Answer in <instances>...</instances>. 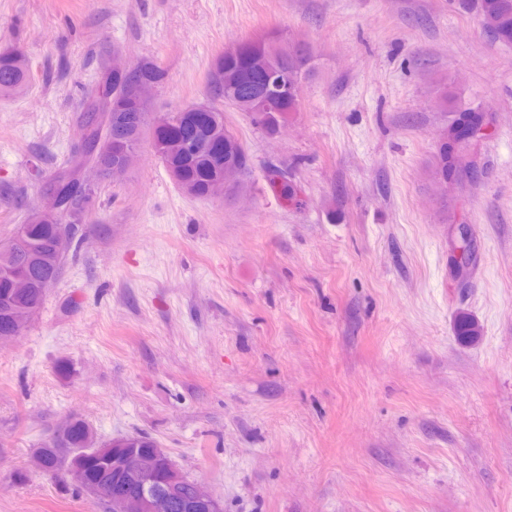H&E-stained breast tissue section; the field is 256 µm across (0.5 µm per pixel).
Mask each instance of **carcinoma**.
Segmentation results:
<instances>
[{
  "instance_id": "1",
  "label": "carcinoma",
  "mask_w": 512,
  "mask_h": 512,
  "mask_svg": "<svg viewBox=\"0 0 512 512\" xmlns=\"http://www.w3.org/2000/svg\"><path fill=\"white\" fill-rule=\"evenodd\" d=\"M460 11L474 15L491 37L503 44H512V0H456ZM311 49L300 43H285L271 33L257 37L227 49L212 67L209 88V111L200 116L202 145L192 150L170 149L158 158L167 174L185 195L204 199L211 181L219 173L214 146L204 142L214 135L222 140L224 165L234 166L239 172L248 170V154L233 132L224 126V106L229 105L248 113L253 121L268 133L276 132L280 122L301 110L302 84L312 76ZM260 68L271 69L288 75V82L297 88L288 98L273 97L260 104L251 74ZM145 78L159 86L165 79V71L153 61L133 65L129 75H112V95L120 96L136 79ZM31 82V64L25 54L17 49L0 51V97L17 95L26 90ZM107 88H102L82 115V124L91 130V136L101 141L98 157H92L93 145L75 156L69 166L60 171L51 182V190L67 202L84 198L88 190L80 178V171L90 161L110 169L109 180H121L132 167L134 160L112 155V141H127L139 149L144 135L152 132L156 141L173 142L183 131L181 114L189 111L184 107L167 112L161 122L150 125L140 112H126L121 124L107 121ZM456 118L449 131L441 138L437 157V172L443 179L448 173L465 168L462 153L475 148L487 135L491 118L484 110L455 106ZM269 186L287 203H298V189L288 181L286 172L271 166L265 172ZM80 217L68 208L57 214L43 217L23 225L27 246L13 249L10 243L0 244V326L14 313L31 321L39 313L46 297L44 285L58 280L64 255L59 250L62 231L76 235ZM23 273L31 287L23 290L12 287L17 273ZM456 334L463 340H473L479 335L477 324L468 316L460 315L456 321ZM93 430L87 422L71 418L63 423L53 437L36 449L43 461L44 472L54 475L62 469L78 468L79 479L75 485L85 491L93 490L91 498L105 512H112V490L120 484L107 462L96 447ZM107 452L123 448H136L143 453H153L158 444L143 435L114 437L107 441Z\"/></svg>"
}]
</instances>
